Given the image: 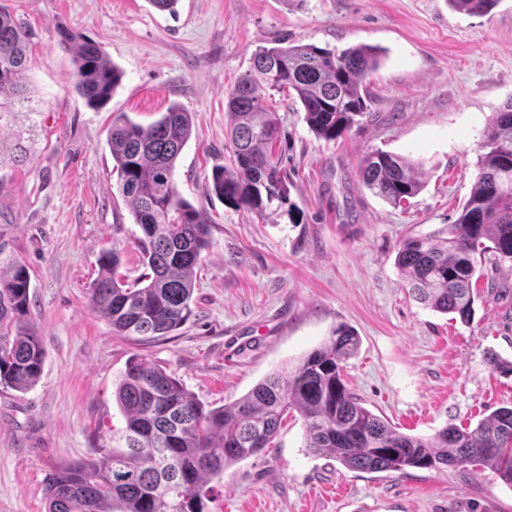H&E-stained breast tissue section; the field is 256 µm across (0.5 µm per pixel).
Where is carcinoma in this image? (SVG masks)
<instances>
[{"label": "carcinoma", "mask_w": 512, "mask_h": 512, "mask_svg": "<svg viewBox=\"0 0 512 512\" xmlns=\"http://www.w3.org/2000/svg\"><path fill=\"white\" fill-rule=\"evenodd\" d=\"M499 0H448L470 15L489 13ZM31 33L0 6V170L22 166L34 153L32 133L44 100L30 85ZM73 47L69 86L88 106L111 98L121 74L92 40L61 33ZM380 50L291 42L261 47L248 71L225 94L231 164L215 168L211 192L224 204L263 215L273 208L298 223L282 166L278 113L271 92L288 90L310 130L331 143L369 116L366 79ZM192 114L178 104L144 126L125 113L112 120L108 145L119 192L141 235L135 238L141 286L117 279L119 254L105 251L90 284L92 309L122 336H164L191 316L196 267L210 245L204 211L182 197L176 162L192 136ZM471 194L445 237L404 239L395 264L414 297L430 309L474 318L475 255L492 253L497 268L512 271V99L494 113L480 142ZM362 185L399 206L422 189V168L399 155L366 153ZM31 277L16 259L0 260V385L28 391L46 360L31 323ZM359 337L341 325L293 367L274 372L247 394L207 409L165 369L133 358L115 381L113 397L125 425L109 435L97 457L51 471L45 479V512H207L209 483L224 470L270 447L288 413L303 419L304 448L336 460L348 471L398 472L489 466L512 487V406L501 407L470 428L448 424L430 436L407 435L373 414L347 385L343 363Z\"/></svg>", "instance_id": "1"}]
</instances>
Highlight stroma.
<instances>
[{"instance_id": "35a3bbf8", "label": "stroma", "mask_w": 512, "mask_h": 512, "mask_svg": "<svg viewBox=\"0 0 512 512\" xmlns=\"http://www.w3.org/2000/svg\"><path fill=\"white\" fill-rule=\"evenodd\" d=\"M5 3L32 33L29 77L45 106L34 158L0 172V256L30 271L46 362L30 391L0 387V512H45L46 475L93 456L123 427L113 384L134 357L212 408L345 325L361 340L345 364L349 386L403 433L472 426L512 405V374L487 362L512 360V273L482 261L466 326L419 303L395 266L406 237L447 233L474 185L481 133L512 99V0L484 16L448 0H179L174 15L148 0ZM69 30L101 44L124 73L101 109L68 88L72 54L60 34ZM282 38L385 51L367 79L369 117L336 142L319 140L300 105L275 94L297 224L210 193L230 155L224 95L257 48ZM174 103L194 121L175 181L205 211L211 244L191 318L139 341L113 333L88 299L102 251L116 249L127 282L144 271L107 136L116 113L147 125ZM372 150L421 163L422 191L397 208L374 197L358 174ZM303 434L291 413L270 448L212 482L210 512H512V487L489 469L351 472L308 455Z\"/></svg>"}]
</instances>
